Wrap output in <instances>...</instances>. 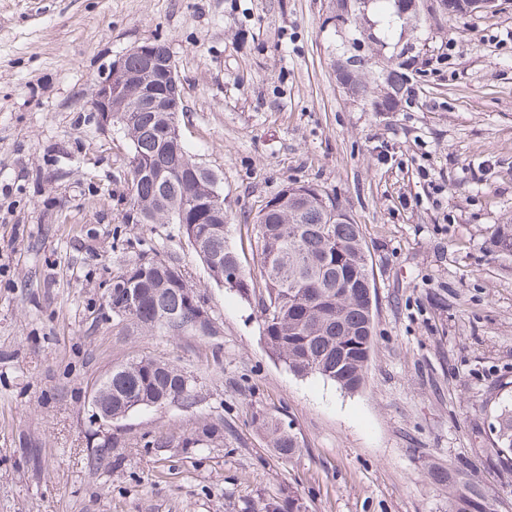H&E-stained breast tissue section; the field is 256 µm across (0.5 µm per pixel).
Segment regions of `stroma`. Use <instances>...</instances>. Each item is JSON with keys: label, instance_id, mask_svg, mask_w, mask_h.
Returning <instances> with one entry per match:
<instances>
[{"label": "stroma", "instance_id": "stroma-1", "mask_svg": "<svg viewBox=\"0 0 512 512\" xmlns=\"http://www.w3.org/2000/svg\"><path fill=\"white\" fill-rule=\"evenodd\" d=\"M512 0L416 25L336 0H0V512H240L298 491L308 512H448L429 470H463L512 512L492 428L512 405ZM165 44L182 138L220 179L230 242L258 267L254 224L309 184L360 224L375 340L354 393L266 350L257 297L218 286L176 224H128L131 144L92 99L113 61ZM446 64L435 65L442 52ZM412 94L374 112L341 83L396 54ZM177 265L216 326L147 333L113 315L114 276L141 256ZM148 356L194 380L193 403L104 427L91 393ZM295 434L284 459L253 413ZM220 439L193 444L202 425ZM116 448L104 464L92 450Z\"/></svg>", "mask_w": 512, "mask_h": 512}]
</instances>
